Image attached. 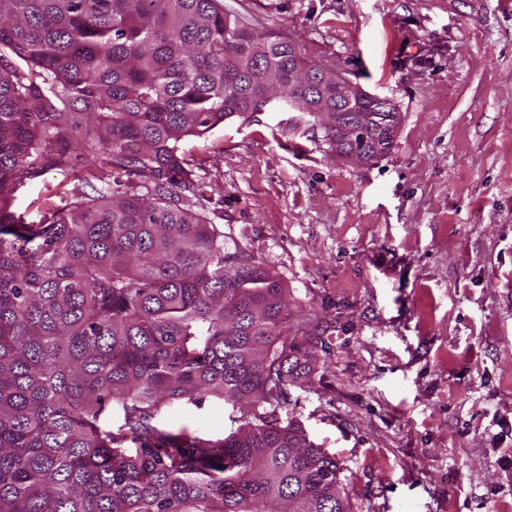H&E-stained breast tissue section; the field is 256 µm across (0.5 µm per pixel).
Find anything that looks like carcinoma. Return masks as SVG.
I'll list each match as a JSON object with an SVG mask.
<instances>
[{
	"label": "carcinoma",
	"mask_w": 512,
	"mask_h": 512,
	"mask_svg": "<svg viewBox=\"0 0 512 512\" xmlns=\"http://www.w3.org/2000/svg\"><path fill=\"white\" fill-rule=\"evenodd\" d=\"M295 64L220 0H0V512H352L342 462L280 419L318 343L281 334V278L226 248L182 153L291 110ZM73 159L93 194L23 223L24 179ZM206 397L224 437L159 425Z\"/></svg>",
	"instance_id": "carcinoma-1"
}]
</instances>
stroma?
Listing matches in <instances>:
<instances>
[{"label": "stroma", "instance_id": "stroma-1", "mask_svg": "<svg viewBox=\"0 0 512 512\" xmlns=\"http://www.w3.org/2000/svg\"><path fill=\"white\" fill-rule=\"evenodd\" d=\"M399 112L394 147L338 156L300 112L233 119L182 150L321 343L282 418L343 461L352 512H512V0H222ZM51 169L13 210L88 192ZM164 426L207 437L223 403Z\"/></svg>", "mask_w": 512, "mask_h": 512}]
</instances>
